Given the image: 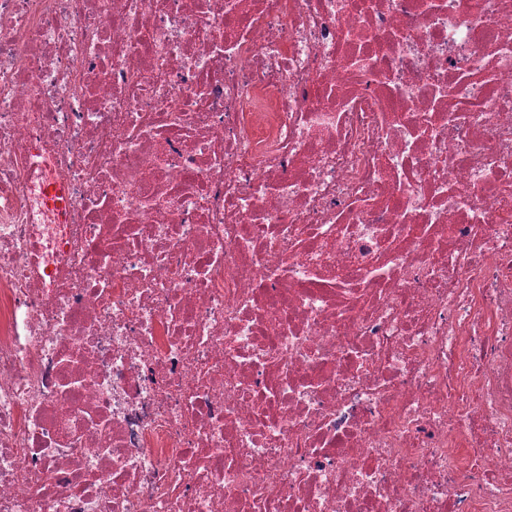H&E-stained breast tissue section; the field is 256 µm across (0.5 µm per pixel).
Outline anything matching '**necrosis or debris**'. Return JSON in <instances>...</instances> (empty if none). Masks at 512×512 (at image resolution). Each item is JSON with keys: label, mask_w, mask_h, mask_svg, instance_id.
I'll return each mask as SVG.
<instances>
[{"label": "necrosis or debris", "mask_w": 512, "mask_h": 512, "mask_svg": "<svg viewBox=\"0 0 512 512\" xmlns=\"http://www.w3.org/2000/svg\"><path fill=\"white\" fill-rule=\"evenodd\" d=\"M0 512H512V0H0Z\"/></svg>", "instance_id": "4bbe7bcc"}]
</instances>
